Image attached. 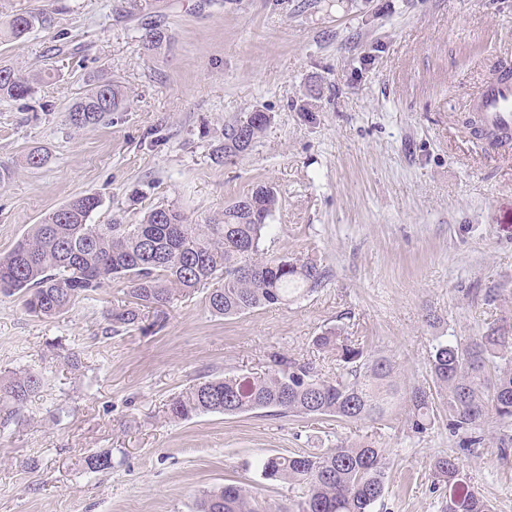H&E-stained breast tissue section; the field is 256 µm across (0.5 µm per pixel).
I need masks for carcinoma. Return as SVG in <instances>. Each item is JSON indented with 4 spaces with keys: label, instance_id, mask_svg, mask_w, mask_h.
Instances as JSON below:
<instances>
[{
    "label": "carcinoma",
    "instance_id": "cac0c4a2",
    "mask_svg": "<svg viewBox=\"0 0 512 512\" xmlns=\"http://www.w3.org/2000/svg\"><path fill=\"white\" fill-rule=\"evenodd\" d=\"M48 22L43 11L13 15L0 23V44L20 42ZM140 40L156 50L169 40L158 21L141 24ZM34 93L13 66L0 64V100H23ZM122 86L93 80L67 112L69 125L88 128L123 108ZM270 122L257 110L224 129L216 157L250 151ZM101 206L95 193L72 197L51 211L5 254H0V295L23 298L36 317L65 313L77 297L115 278L129 284L133 301L111 314L109 331L129 330L157 309L207 288L215 316L232 317L257 308L286 304L318 286L326 271L313 256L268 257L269 219L278 206L272 187L258 184L224 208L216 222L190 224L178 208L158 206L139 224H91ZM316 348L336 360L335 378H325L312 361L278 354L263 375H235L200 382L168 404L173 419L220 413L234 416L272 408L286 415L381 421L400 405L410 428L423 434L448 412V426L478 448L489 420L498 425L499 450L512 454V318L502 316L469 336L439 342L428 356L432 387H403L392 362L369 353L361 340L330 327L314 337ZM41 387L30 371L0 373V402L16 413ZM112 464L108 452L85 459L90 471ZM389 458L374 435L357 442L302 454H271L252 464L268 481L291 487L288 505L263 500L245 485L226 484L205 493L197 512H373L386 489ZM433 473L448 487L442 512H492L489 503L460 478L457 458L440 456Z\"/></svg>",
    "mask_w": 512,
    "mask_h": 512
}]
</instances>
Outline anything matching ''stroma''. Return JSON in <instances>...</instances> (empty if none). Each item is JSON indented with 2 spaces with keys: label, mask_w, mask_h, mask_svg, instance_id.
<instances>
[{
  "label": "stroma",
  "mask_w": 512,
  "mask_h": 512,
  "mask_svg": "<svg viewBox=\"0 0 512 512\" xmlns=\"http://www.w3.org/2000/svg\"><path fill=\"white\" fill-rule=\"evenodd\" d=\"M37 9L49 28L0 45L35 87L0 101V163L14 170L0 181V253L80 193L102 198L94 224H137L161 205L200 224L266 184L279 197L270 254H315L327 278L230 318L212 315L201 289L166 306L162 329L117 335L105 315L125 280L52 319L0 296V370L43 378L0 427V512H193L235 482L284 504L286 485L249 463L366 434L390 457L375 512H441L448 490L432 464L443 455L493 512H512V456L493 423L466 451L445 422L416 434L401 410L382 422L166 414L190 386L264 372L276 352L335 376L313 346L334 326L422 386L439 338L512 314V151L466 127L477 87L512 59V0H0V21ZM149 16L171 35L158 51L139 41ZM94 78L120 84L124 107L73 129L65 113ZM309 96L314 111H300ZM258 108L272 120L253 149L216 162L225 126ZM34 147L49 155L39 169L24 164ZM102 451L111 467L87 470Z\"/></svg>",
  "instance_id": "obj_1"
}]
</instances>
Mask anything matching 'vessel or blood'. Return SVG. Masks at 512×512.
I'll return each instance as SVG.
<instances>
[{
  "instance_id": "1",
  "label": "vessel or blood",
  "mask_w": 512,
  "mask_h": 512,
  "mask_svg": "<svg viewBox=\"0 0 512 512\" xmlns=\"http://www.w3.org/2000/svg\"><path fill=\"white\" fill-rule=\"evenodd\" d=\"M471 108L490 145L512 142V68L503 67L479 87Z\"/></svg>"
}]
</instances>
